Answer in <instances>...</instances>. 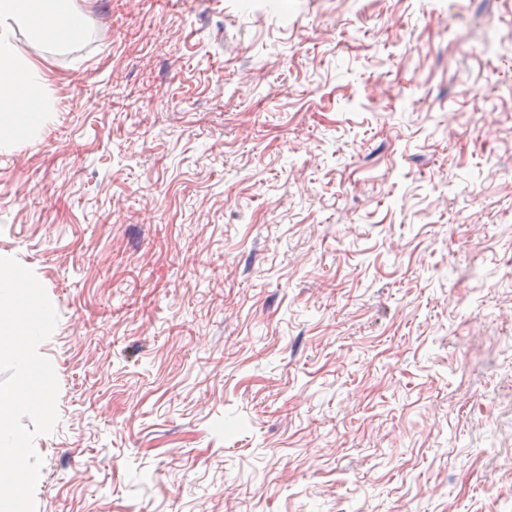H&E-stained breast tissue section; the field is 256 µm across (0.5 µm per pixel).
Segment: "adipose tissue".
Wrapping results in <instances>:
<instances>
[{"instance_id":"1","label":"adipose tissue","mask_w":512,"mask_h":512,"mask_svg":"<svg viewBox=\"0 0 512 512\" xmlns=\"http://www.w3.org/2000/svg\"><path fill=\"white\" fill-rule=\"evenodd\" d=\"M85 18L73 0H0V147L34 140L53 120L54 105L43 68L21 55L15 32L54 49L70 45Z\"/></svg>"}]
</instances>
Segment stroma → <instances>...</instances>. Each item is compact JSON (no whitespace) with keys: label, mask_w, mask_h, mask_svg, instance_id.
I'll list each match as a JSON object with an SVG mask.
<instances>
[{"label":"stroma","mask_w":512,"mask_h":512,"mask_svg":"<svg viewBox=\"0 0 512 512\" xmlns=\"http://www.w3.org/2000/svg\"><path fill=\"white\" fill-rule=\"evenodd\" d=\"M0 151L44 286L37 512L512 499V0H76Z\"/></svg>","instance_id":"35a3bbf8"}]
</instances>
